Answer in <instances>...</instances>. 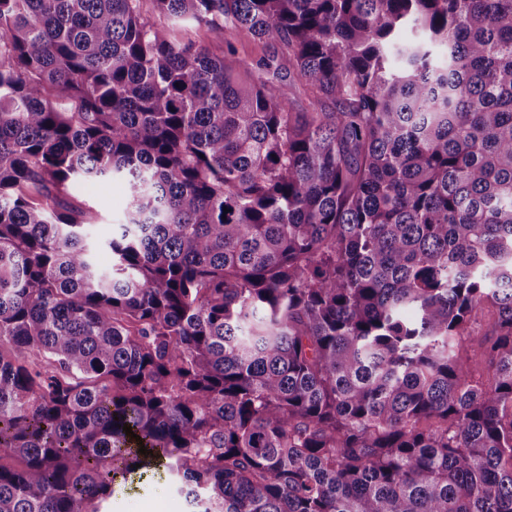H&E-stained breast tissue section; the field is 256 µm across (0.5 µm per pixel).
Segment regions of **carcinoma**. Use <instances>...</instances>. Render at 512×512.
Returning <instances> with one entry per match:
<instances>
[{
  "mask_svg": "<svg viewBox=\"0 0 512 512\" xmlns=\"http://www.w3.org/2000/svg\"><path fill=\"white\" fill-rule=\"evenodd\" d=\"M151 3L0 0V512H512V0ZM171 34L176 38H191L198 44L205 46L211 53L222 56L224 55L225 40H232L236 43L242 56L254 57L259 50L254 49L255 44L251 37L245 32L234 34H224L209 30L205 26L196 27L189 25L183 27L181 25L171 26ZM128 190L126 183L114 178L104 186L81 189L79 199L90 205L97 215L96 224L89 229L94 240L104 241L112 235L115 224L124 222ZM148 474L125 489L116 487L106 502V512H187V503L178 484L163 472ZM150 475V476H149Z\"/></svg>",
  "mask_w": 512,
  "mask_h": 512,
  "instance_id": "1",
  "label": "carcinoma"
}]
</instances>
